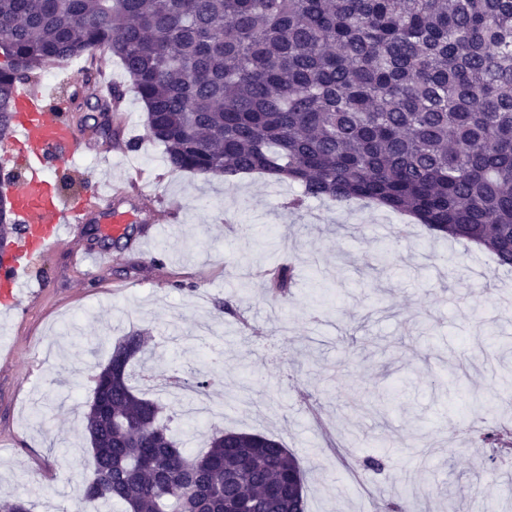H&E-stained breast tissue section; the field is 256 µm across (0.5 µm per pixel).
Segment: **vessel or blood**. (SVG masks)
<instances>
[{
    "instance_id": "vessel-or-blood-1",
    "label": "vessel or blood",
    "mask_w": 512,
    "mask_h": 512,
    "mask_svg": "<svg viewBox=\"0 0 512 512\" xmlns=\"http://www.w3.org/2000/svg\"><path fill=\"white\" fill-rule=\"evenodd\" d=\"M42 83L14 88L9 114L12 135L0 150L17 153L27 170L12 197L17 233L8 260L0 264V311H17L33 289L46 283L33 272L35 259L52 255L89 212H109L110 198L89 193L65 198L58 188L60 163L78 150L76 129L63 106L50 105Z\"/></svg>"
}]
</instances>
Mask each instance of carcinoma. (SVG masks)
Instances as JSON below:
<instances>
[{
	"mask_svg": "<svg viewBox=\"0 0 512 512\" xmlns=\"http://www.w3.org/2000/svg\"><path fill=\"white\" fill-rule=\"evenodd\" d=\"M99 53L123 63L171 169L297 184L290 209L368 200L512 268V0H0V143L10 90L83 55L68 100L84 131L111 138L125 91L99 94ZM15 233L0 199V239ZM295 278L280 265L269 291ZM153 354L132 331L94 366L91 512H231L242 495L253 512H306L288 488L298 460L272 437L224 431L181 451L129 374ZM481 442L512 455L494 432Z\"/></svg>",
	"mask_w": 512,
	"mask_h": 512,
	"instance_id": "carcinoma-1",
	"label": "carcinoma"
}]
</instances>
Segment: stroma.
Here are the masks:
<instances>
[{"label":"stroma","mask_w":512,"mask_h":512,"mask_svg":"<svg viewBox=\"0 0 512 512\" xmlns=\"http://www.w3.org/2000/svg\"><path fill=\"white\" fill-rule=\"evenodd\" d=\"M121 124L137 149L94 142L59 188L106 193L129 217L125 236L87 215L42 264L40 299L0 315L1 498L78 512L93 476L82 427L92 368L143 329L159 346L133 377L212 374L213 430L280 440L305 471L307 512H374L377 500L408 498L421 467L417 512H448L450 490L512 512L501 466L453 434L479 414L512 417V269L381 207L312 200L293 211L295 187L265 175L228 185L171 170L134 92ZM165 205L178 222L143 243ZM73 248L110 260L89 279ZM284 262L297 281L274 298L264 273ZM228 297L237 315L217 313ZM371 455L385 468L361 477Z\"/></svg>","instance_id":"obj_1"}]
</instances>
